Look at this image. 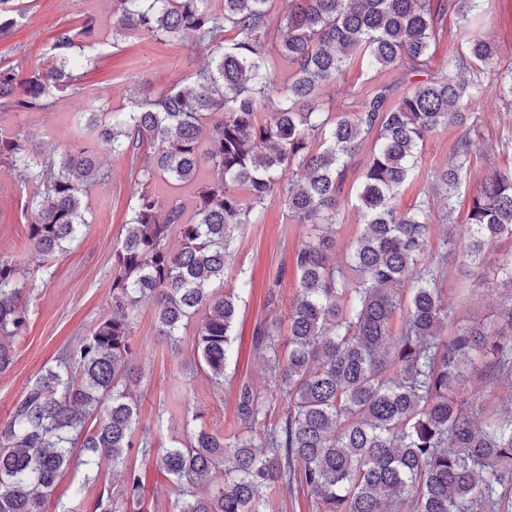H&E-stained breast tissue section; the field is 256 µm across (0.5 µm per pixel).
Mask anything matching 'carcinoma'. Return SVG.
Returning <instances> with one entry per match:
<instances>
[{"label": "carcinoma", "instance_id": "cac0c4a2", "mask_svg": "<svg viewBox=\"0 0 512 512\" xmlns=\"http://www.w3.org/2000/svg\"><path fill=\"white\" fill-rule=\"evenodd\" d=\"M114 0L112 40L143 35L167 42L191 34L209 65L135 101L128 112L102 102L84 113L94 146L38 153L25 131H0V163L18 184L38 188L28 240L40 264L67 251L87 225L86 187L112 173L98 152L130 158L134 202L112 261L111 309L89 334L44 369L0 424V512H46L62 477L84 466L101 479L106 462L120 484L100 490L93 512L144 505L145 476L128 460L157 453L172 484L168 512H270L272 492L302 489L315 512H512V395L467 397L461 384L478 357H489V383L512 386V298L490 324L460 322L439 288L448 246H457L453 209L438 247L429 239L431 198L459 191L476 141L467 132L432 192L411 208L392 206L417 167L426 139L467 113L486 88L456 77L467 65L497 63V45L479 30L482 0H451L465 43L447 72L425 80L436 16L434 0ZM14 0H0V36L18 23ZM101 29L88 16L66 24L47 49L50 64L25 72L0 67V107L39 111L74 90L73 72ZM234 39L224 41V31ZM275 54H269V35ZM283 60L291 74L280 76ZM360 62L399 71L373 86L358 109L337 115L320 101L326 82ZM496 97L512 107V66ZM266 117L258 119V109ZM154 150L140 158L144 143ZM369 153L355 191L359 234L336 264L330 253L342 221L352 160ZM192 189L194 206L166 198L157 179ZM279 202L317 234L293 254L298 294L282 336L280 321L258 325L252 345L264 361L266 390L242 384L237 433L226 438L186 421V440L153 448L137 431L131 362L141 303L155 310L169 341L196 317L198 362L224 385L239 293L224 288L234 232ZM464 262L480 265L493 239L512 240V168L487 175L466 219ZM512 287V251L495 258ZM30 272L0 257V374L14 363L26 333L23 301Z\"/></svg>", "mask_w": 512, "mask_h": 512}]
</instances>
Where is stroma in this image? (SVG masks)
Instances as JSON below:
<instances>
[{
  "label": "stroma",
  "instance_id": "obj_1",
  "mask_svg": "<svg viewBox=\"0 0 512 512\" xmlns=\"http://www.w3.org/2000/svg\"><path fill=\"white\" fill-rule=\"evenodd\" d=\"M17 6L23 16L17 27L0 38V65L17 64L26 71L46 65L50 41L63 22L77 21L85 12L104 21L112 14V0H17ZM483 8L485 31L501 51L499 62L511 64L512 0H484ZM464 38L454 12L445 10L435 23L430 73L443 72L449 50ZM88 53L93 63L77 72L74 94L41 111L0 107V129L27 131L34 151L60 155L75 144V115L85 111L92 97L103 95L110 109L127 111L141 94L182 81L209 61L206 51L189 40L160 43L142 35L118 42L104 35ZM398 76L393 69L373 72L352 64L323 101L332 112L352 111L358 105L356 92ZM473 110L480 113L482 128L455 198V215L461 221L486 175L512 166V109L484 98ZM466 131V126L452 123L427 140L417 168L395 198L398 210H407L423 196L432 174L448 166L453 143ZM101 161L112 178L86 189L89 226L83 237L70 253L39 269L34 288L25 294L30 325L27 335L15 343L13 367L0 375V422L10 418L43 368L85 336L109 310L112 249L129 218L135 187L128 176L127 158L105 153ZM35 192V187L20 186L0 170V256L12 258L24 269L32 266L27 204ZM307 232V226L294 223L278 202L268 205L258 223L241 225L236 231L224 268V285L238 289L241 301L223 386H214L198 368L194 327L184 329L177 344H170L157 332L152 306L141 305L133 332L132 362L143 372L137 386L139 426L150 431L155 446L169 447L186 417L196 412L208 430L224 436L236 433L238 385L245 380L264 382L262 361L251 346L253 331L270 314L287 318L297 294L293 252ZM463 282L472 293L459 315L469 323H489L498 307L512 298V289L497 277L491 261L474 268L464 266L459 255H449L445 293H454Z\"/></svg>",
  "mask_w": 512,
  "mask_h": 512
}]
</instances>
